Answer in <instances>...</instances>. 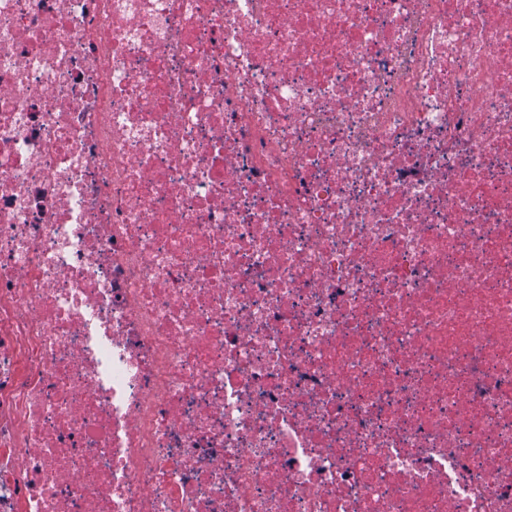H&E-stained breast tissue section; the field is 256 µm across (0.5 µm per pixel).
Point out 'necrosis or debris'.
<instances>
[{"label":"necrosis or debris","instance_id":"necrosis-or-debris-1","mask_svg":"<svg viewBox=\"0 0 512 512\" xmlns=\"http://www.w3.org/2000/svg\"><path fill=\"white\" fill-rule=\"evenodd\" d=\"M0 512H512V0H0Z\"/></svg>","mask_w":512,"mask_h":512}]
</instances>
